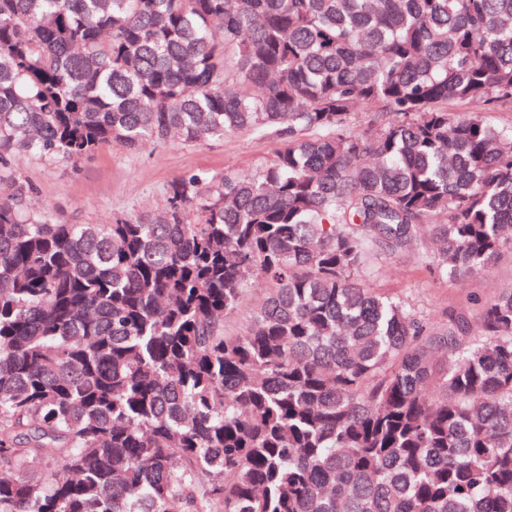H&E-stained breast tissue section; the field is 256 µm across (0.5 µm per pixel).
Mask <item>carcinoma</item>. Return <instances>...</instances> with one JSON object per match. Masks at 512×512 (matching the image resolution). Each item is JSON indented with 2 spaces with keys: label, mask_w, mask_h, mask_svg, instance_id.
<instances>
[{
  "label": "carcinoma",
  "mask_w": 512,
  "mask_h": 512,
  "mask_svg": "<svg viewBox=\"0 0 512 512\" xmlns=\"http://www.w3.org/2000/svg\"><path fill=\"white\" fill-rule=\"evenodd\" d=\"M490 104L512 0H0V170L284 139L156 219L0 196V512H512V286L474 330L362 283L512 257Z\"/></svg>",
  "instance_id": "carcinoma-1"
}]
</instances>
